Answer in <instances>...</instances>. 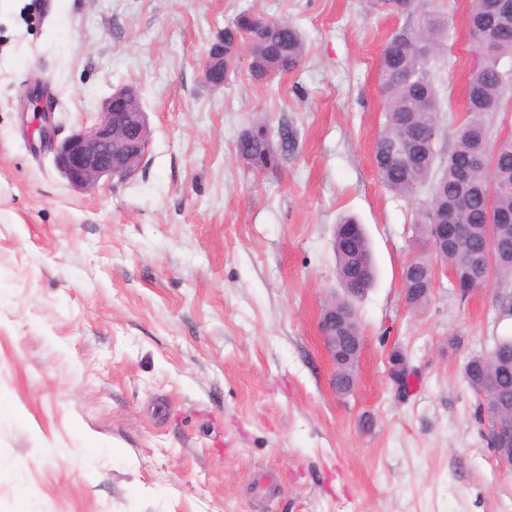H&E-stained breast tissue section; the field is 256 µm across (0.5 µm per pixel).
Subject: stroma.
<instances>
[{"label":"stroma","instance_id":"1","mask_svg":"<svg viewBox=\"0 0 512 512\" xmlns=\"http://www.w3.org/2000/svg\"><path fill=\"white\" fill-rule=\"evenodd\" d=\"M468 4L418 0L448 18L431 63L443 153L477 64ZM244 13L296 26L304 62L260 81L243 52L207 84L210 49ZM407 22L369 0H0V512H512L462 378L512 318L496 284L460 300L437 260L428 301L405 304L414 206L372 162L379 58ZM37 82L61 139L135 88L141 168L71 188L24 110ZM258 125L293 131L278 168L239 155ZM344 215L377 278L339 396L317 321Z\"/></svg>","mask_w":512,"mask_h":512}]
</instances>
